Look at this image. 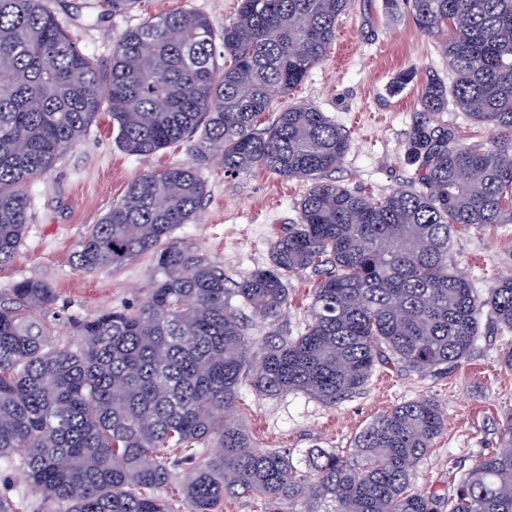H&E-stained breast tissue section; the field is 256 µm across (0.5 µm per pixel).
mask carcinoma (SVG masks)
<instances>
[{
	"label": "carcinoma",
	"mask_w": 512,
	"mask_h": 512,
	"mask_svg": "<svg viewBox=\"0 0 512 512\" xmlns=\"http://www.w3.org/2000/svg\"><path fill=\"white\" fill-rule=\"evenodd\" d=\"M409 9L439 44L451 84L431 76L407 140L408 184L369 199L323 174L350 149L320 110L289 106L260 126L277 97L330 50L350 0H240L218 32L195 11L127 30L103 78L44 0H0V266L28 224L26 184L44 176L105 109L121 146L150 155L193 137L222 148L224 172L266 169L310 181L300 222L273 241L271 263L238 281L170 241L201 208L192 163L139 176L80 238L74 258L93 272L151 253L155 284L136 305L97 315L73 348L53 343L51 286L23 279L0 304V463L22 455L44 498L67 512H175L176 484L193 512L240 495L256 512H512V419L506 447L448 473L456 491L413 489L444 428L429 399L401 403L355 436L343 457L253 446L232 419L239 389L302 392L334 406L366 386L388 351L416 372L451 369L480 335L481 317L512 333V277L481 300L448 264L457 226L512 224V0H387ZM221 43L224 66L216 60ZM453 105L488 128L467 145L443 114ZM318 275L310 320L296 336L247 353L242 309L263 320L288 304L286 280ZM218 437L221 452L181 478Z\"/></svg>",
	"instance_id": "cac0c4a2"
}]
</instances>
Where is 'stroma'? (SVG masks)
Returning <instances> with one entry per match:
<instances>
[{"mask_svg":"<svg viewBox=\"0 0 512 512\" xmlns=\"http://www.w3.org/2000/svg\"><path fill=\"white\" fill-rule=\"evenodd\" d=\"M63 29L80 48L109 70L112 48L128 29L161 14L195 10L215 30L234 17L238 0H139L130 12L103 13L97 0H45ZM414 68V80L400 91L395 76ZM449 79L448 64L435 43L415 27L407 9L390 10L385 0H351L337 22L336 37L326 57L290 94L276 98L273 111L309 104L342 126L351 148L330 180L378 199L405 185L411 172L405 159L418 95L428 75ZM182 144L149 156L126 152L117 140V125L99 112L75 146L66 150L43 177L26 186L29 221L15 258L0 266V298L9 299L22 279L48 283L55 290L57 312L49 319L53 339L76 344L79 326L103 312L135 305L154 286V259L140 256L118 270L86 272L74 262L77 243L98 223L141 174L190 161ZM207 196L194 220L172 233L223 267L237 279L270 262V244L298 223L304 181L266 170L228 175L217 154L200 166ZM448 260L464 272L478 296L493 283L512 276V224L461 227L454 234ZM316 276L306 271L288 278V306L272 320L247 316L248 334L295 336L309 318ZM468 359L443 371L411 372L392 355L380 361L365 388L353 398L328 406L301 392L257 395L240 388L239 407L255 445L280 448L304 458L310 448L349 454L354 437L394 406L426 398L438 405L445 428L433 450L420 462L414 485L453 491L448 473L481 455L504 447L503 429L512 418V371L499 362L511 339L490 320ZM0 494L18 512H64V505L45 504L27 481L20 463L0 465Z\"/></svg>","mask_w":512,"mask_h":512,"instance_id":"35a3bbf8","label":"stroma"}]
</instances>
